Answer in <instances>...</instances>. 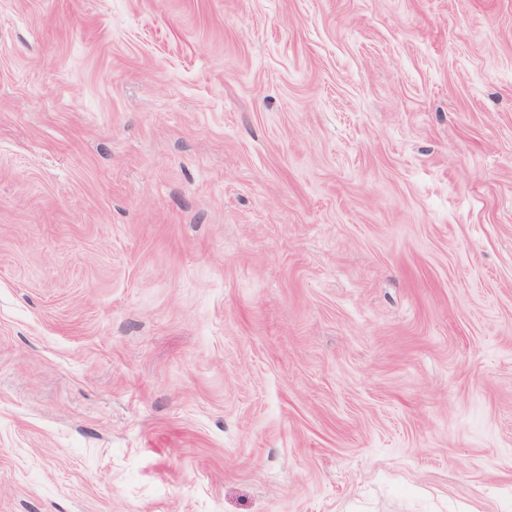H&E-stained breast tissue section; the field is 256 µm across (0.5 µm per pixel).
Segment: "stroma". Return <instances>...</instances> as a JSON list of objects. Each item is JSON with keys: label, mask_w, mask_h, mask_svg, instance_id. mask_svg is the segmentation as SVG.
<instances>
[{"label": "stroma", "mask_w": 512, "mask_h": 512, "mask_svg": "<svg viewBox=\"0 0 512 512\" xmlns=\"http://www.w3.org/2000/svg\"><path fill=\"white\" fill-rule=\"evenodd\" d=\"M0 512H512V0H0Z\"/></svg>", "instance_id": "35a3bbf8"}]
</instances>
